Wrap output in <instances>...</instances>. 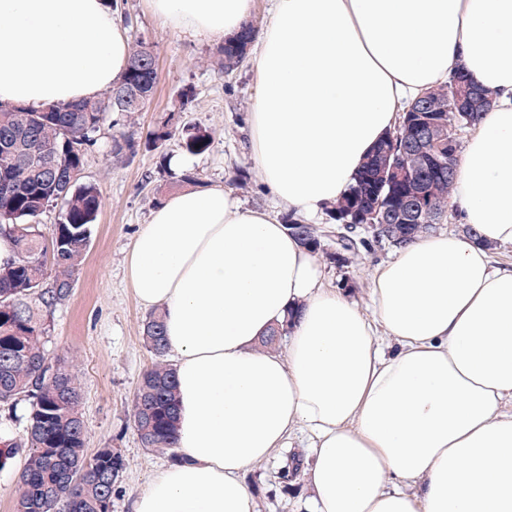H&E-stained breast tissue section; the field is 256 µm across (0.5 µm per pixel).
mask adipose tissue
<instances>
[{"label": "adipose tissue", "mask_w": 512, "mask_h": 512, "mask_svg": "<svg viewBox=\"0 0 512 512\" xmlns=\"http://www.w3.org/2000/svg\"><path fill=\"white\" fill-rule=\"evenodd\" d=\"M149 2L167 25L215 40L252 0ZM129 54L105 0H0V103L99 96ZM254 66L253 159L309 219L427 88L461 71L491 92L451 198L474 234L398 247L375 271L368 314L232 190L171 195L136 236L129 273L165 316L180 459L134 512H255L245 473L300 427L312 512H512V268L489 252L512 246V0H276ZM291 309L286 355L257 352Z\"/></svg>", "instance_id": "adipose-tissue-1"}]
</instances>
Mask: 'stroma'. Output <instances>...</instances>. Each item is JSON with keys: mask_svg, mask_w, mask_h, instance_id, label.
Returning <instances> with one entry per match:
<instances>
[{"mask_svg": "<svg viewBox=\"0 0 512 512\" xmlns=\"http://www.w3.org/2000/svg\"><path fill=\"white\" fill-rule=\"evenodd\" d=\"M120 7L129 41L151 45L158 75L152 99L135 116L136 140L145 141L160 117L181 111L183 121L212 135L207 152L185 157L184 169L194 176L195 187H231L248 207L278 219L288 216V207L274 201L251 154L248 118L256 97L251 60L224 72L212 61L217 41L193 40L165 26L152 13L149 0H120ZM186 87L194 88L196 97L183 107L179 94ZM112 135L111 127H104L86 157L82 178L99 186L102 207L72 295L50 312L46 351L50 361H65L79 374L88 453L116 448L123 454L126 469L112 496V512H132L149 478L171 459L145 448L133 427L134 391L155 357L142 339L149 311L131 286L128 256L151 212L181 186L160 167L158 152L140 150L124 163H113L108 154ZM242 172L248 174V183L235 187L234 179ZM393 253L392 246L383 244L360 251L345 267L323 260L324 285L347 286L351 298L369 309L373 272ZM309 444V433L293 432L287 447L246 472L257 512H309L312 492L305 474L286 482L279 477L287 457L311 462Z\"/></svg>", "mask_w": 512, "mask_h": 512, "instance_id": "obj_1", "label": "stroma"}]
</instances>
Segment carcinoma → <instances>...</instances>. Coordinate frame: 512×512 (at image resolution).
Returning a JSON list of instances; mask_svg holds the SVG:
<instances>
[{"mask_svg": "<svg viewBox=\"0 0 512 512\" xmlns=\"http://www.w3.org/2000/svg\"><path fill=\"white\" fill-rule=\"evenodd\" d=\"M256 31L247 23L241 32L224 41L218 50L222 69L237 68ZM152 47L136 42L122 79L106 96L67 104L34 108L0 105V236L14 241V258L0 264V404L16 408L25 400V426L21 442L0 450V468L13 450L21 448L25 463L14 512H105L125 460L120 451L102 448L91 458L85 454V425L80 412L82 387L66 363L48 366L45 342L49 312L65 301L91 242L101 207V192L92 182L54 180L43 170L53 163L56 172L84 166L88 152L97 145L107 120L122 114L128 122L140 112L124 105L116 93L122 85L141 81V92L151 98L157 83L155 72L134 74L137 62L151 58ZM470 82L466 74H453L447 83L430 88L417 98L425 111L410 107L403 116L427 118L431 133L411 153L402 152L411 139L410 128L399 123L367 156L354 183L329 210L334 224H361L364 215L377 213L375 223L389 224L382 240L398 247L430 232L448 218L454 173L448 171V131L457 133L479 120L490 102L482 101L466 111L456 101V82ZM181 133L179 146L190 154H203L212 144L211 133L196 125L178 129L171 119L159 122L144 142L157 151ZM139 147L132 134L112 136L110 154L120 162ZM422 194L425 208H411V199ZM61 202L50 242L36 222L49 205ZM285 226L301 245L318 253L329 234L314 224L292 216ZM371 242L340 236L331 260L344 265ZM288 334V324L273 328L257 347L276 350ZM142 339L156 357L143 372L132 401V419L141 444L152 450L176 447L177 392L175 372L164 360L167 344L162 314L153 312L143 324Z\"/></svg>", "mask_w": 512, "mask_h": 512, "instance_id": "obj_1", "label": "carcinoma"}]
</instances>
